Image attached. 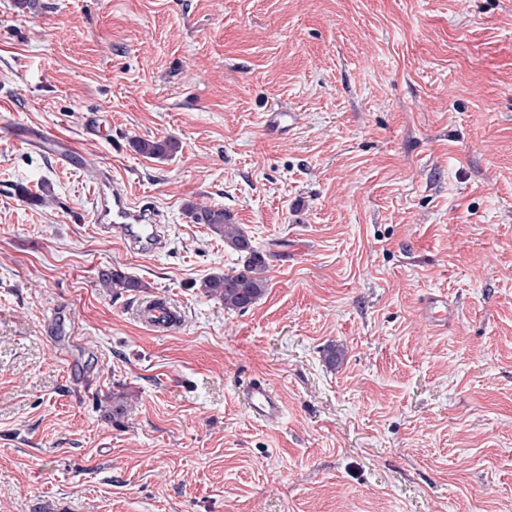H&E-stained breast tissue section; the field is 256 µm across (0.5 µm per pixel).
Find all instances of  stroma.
Returning a JSON list of instances; mask_svg holds the SVG:
<instances>
[{
  "label": "stroma",
  "mask_w": 512,
  "mask_h": 512,
  "mask_svg": "<svg viewBox=\"0 0 512 512\" xmlns=\"http://www.w3.org/2000/svg\"><path fill=\"white\" fill-rule=\"evenodd\" d=\"M99 169L161 210L164 253L97 235ZM190 202L268 254L248 310L196 290L237 256ZM154 297L178 329L133 317ZM0 512H512V0H0ZM20 140L28 146L36 145L53 150L65 161L69 155L77 152L76 144L70 141H62L57 135L48 131H42L35 137L22 136ZM60 145L63 146L61 147ZM133 147L142 155L159 159L175 154L180 148L179 142L172 138H165L163 140L135 139ZM100 288L106 289L112 296H118L122 293L139 291L140 282L118 269H102L97 275ZM423 311L429 322L438 328L448 326V317L453 314V306L446 295L429 293L422 300ZM244 399L250 416L256 421L275 423L282 415L279 396L263 382L249 385L244 391Z\"/></svg>",
  "instance_id": "35a3bbf8"
}]
</instances>
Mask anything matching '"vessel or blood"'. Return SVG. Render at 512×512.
I'll use <instances>...</instances> for the list:
<instances>
[{"label":"vessel or blood","mask_w":512,"mask_h":512,"mask_svg":"<svg viewBox=\"0 0 512 512\" xmlns=\"http://www.w3.org/2000/svg\"><path fill=\"white\" fill-rule=\"evenodd\" d=\"M25 143L56 151L64 159L77 150L76 144L61 141L57 135L48 131L26 138ZM93 181L97 197L112 200L111 206L101 209L102 214L111 215L112 220L107 224H97L98 233L124 240L143 255H155L166 250L167 235L160 230L155 208L133 201L126 186L110 175L96 173ZM422 308L433 326L447 327L453 313V306L447 296L428 294L422 300ZM135 314L143 325L161 332L173 331L181 324L179 309L165 301L137 304ZM244 399L250 416L256 421L274 423L282 415L279 396L265 383L249 385L244 391Z\"/></svg>","instance_id":"b4317fda"}]
</instances>
